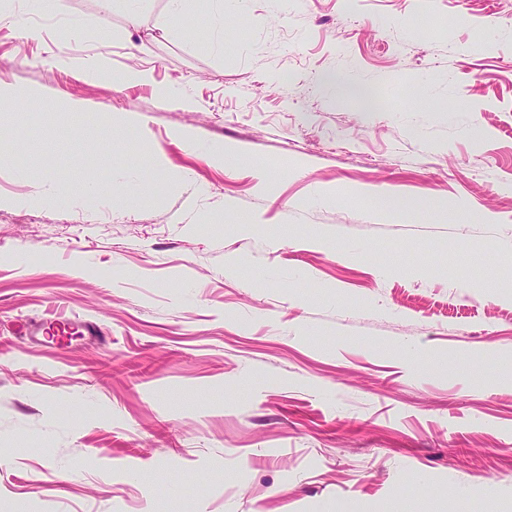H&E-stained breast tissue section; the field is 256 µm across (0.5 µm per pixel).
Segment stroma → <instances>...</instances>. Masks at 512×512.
Returning <instances> with one entry per match:
<instances>
[{
  "label": "stroma",
  "instance_id": "obj_1",
  "mask_svg": "<svg viewBox=\"0 0 512 512\" xmlns=\"http://www.w3.org/2000/svg\"><path fill=\"white\" fill-rule=\"evenodd\" d=\"M168 7L0 8V512H512V0ZM214 162L221 166H248L250 161L244 151L235 145L225 146L223 149L214 152L212 155Z\"/></svg>",
  "mask_w": 512,
  "mask_h": 512
}]
</instances>
